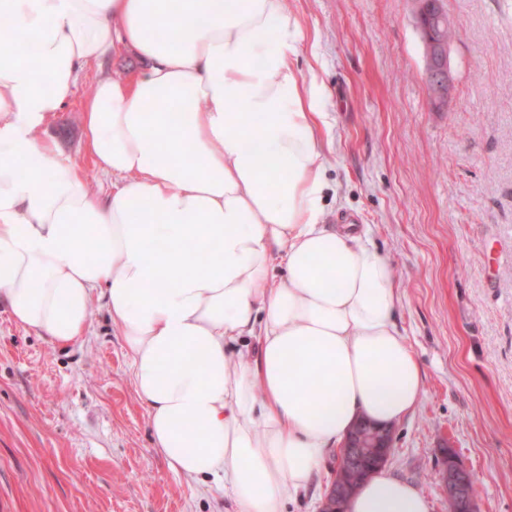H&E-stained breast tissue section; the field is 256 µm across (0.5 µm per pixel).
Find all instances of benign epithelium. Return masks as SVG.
<instances>
[{
	"mask_svg": "<svg viewBox=\"0 0 512 512\" xmlns=\"http://www.w3.org/2000/svg\"><path fill=\"white\" fill-rule=\"evenodd\" d=\"M424 4L425 0H411V12L415 27L427 45L425 75L430 98L435 106L440 107L448 101L454 84L450 48L455 21L449 17L434 29L425 27ZM393 443V429L361 419L346 439L337 467L352 470L360 477L368 476L387 464ZM443 461L441 487L448 501L459 512H475V491L471 473L458 461L452 448L443 449ZM346 496V486L340 476H334L324 497L323 512H339Z\"/></svg>",
	"mask_w": 512,
	"mask_h": 512,
	"instance_id": "benign-epithelium-1",
	"label": "benign epithelium"
}]
</instances>
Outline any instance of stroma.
<instances>
[{
	"label": "stroma",
	"mask_w": 512,
	"mask_h": 512,
	"mask_svg": "<svg viewBox=\"0 0 512 512\" xmlns=\"http://www.w3.org/2000/svg\"><path fill=\"white\" fill-rule=\"evenodd\" d=\"M302 26L296 65L331 114L326 221L367 226L391 259L399 325L424 375L394 427L388 469L448 512L440 451L471 472L479 512H512V0H444L459 34L455 90L433 109L409 0H286ZM88 68L47 126L96 192L110 189L85 143ZM154 450L131 363L102 308L66 346L0 308V512H228Z\"/></svg>",
	"instance_id": "35a3bbf8"
}]
</instances>
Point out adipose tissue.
<instances>
[{
    "instance_id": "obj_1",
    "label": "adipose tissue",
    "mask_w": 512,
    "mask_h": 512,
    "mask_svg": "<svg viewBox=\"0 0 512 512\" xmlns=\"http://www.w3.org/2000/svg\"><path fill=\"white\" fill-rule=\"evenodd\" d=\"M0 306L56 344L102 304L152 444L233 512H285L359 419L417 408L393 264L325 222V87L286 0H0ZM96 194L44 131L85 68ZM212 246L210 259L198 260ZM345 512H429L382 470Z\"/></svg>"
}]
</instances>
